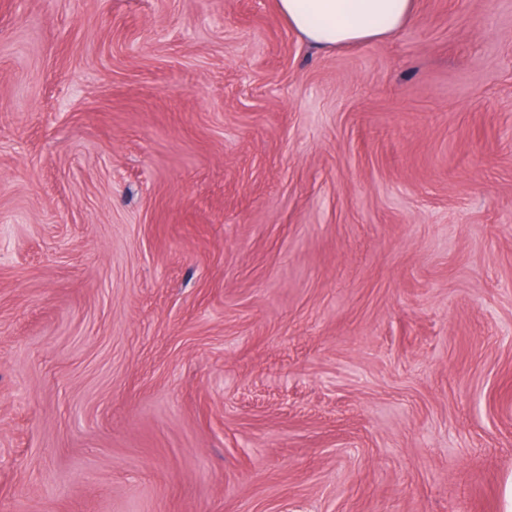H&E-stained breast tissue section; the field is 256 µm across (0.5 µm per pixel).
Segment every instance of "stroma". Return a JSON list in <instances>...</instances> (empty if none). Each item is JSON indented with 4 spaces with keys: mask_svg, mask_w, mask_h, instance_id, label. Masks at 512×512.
Returning <instances> with one entry per match:
<instances>
[{
    "mask_svg": "<svg viewBox=\"0 0 512 512\" xmlns=\"http://www.w3.org/2000/svg\"><path fill=\"white\" fill-rule=\"evenodd\" d=\"M276 2L0 0V512H500L512 0ZM416 0H278L280 15L310 45L334 50L398 32Z\"/></svg>",
    "mask_w": 512,
    "mask_h": 512,
    "instance_id": "35a3bbf8",
    "label": "stroma"
}]
</instances>
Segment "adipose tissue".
I'll list each match as a JSON object with an SVG mask.
<instances>
[{"label": "adipose tissue", "mask_w": 512, "mask_h": 512, "mask_svg": "<svg viewBox=\"0 0 512 512\" xmlns=\"http://www.w3.org/2000/svg\"><path fill=\"white\" fill-rule=\"evenodd\" d=\"M416 0H278L280 15L310 45L334 50L398 32Z\"/></svg>", "instance_id": "adipose-tissue-1"}]
</instances>
